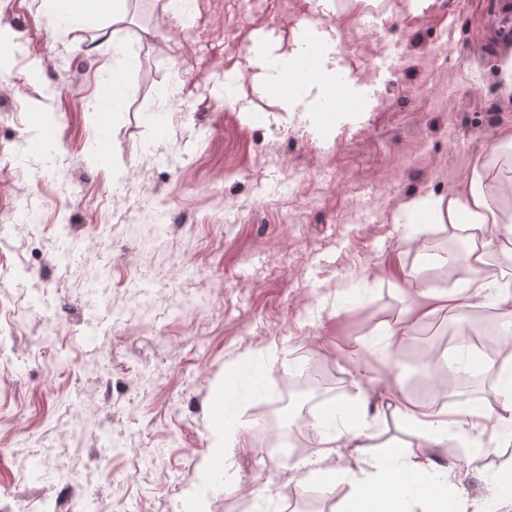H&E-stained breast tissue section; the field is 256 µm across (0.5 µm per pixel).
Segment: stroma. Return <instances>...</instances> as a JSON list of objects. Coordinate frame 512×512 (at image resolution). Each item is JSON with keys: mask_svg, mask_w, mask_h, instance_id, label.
I'll return each instance as SVG.
<instances>
[{"mask_svg": "<svg viewBox=\"0 0 512 512\" xmlns=\"http://www.w3.org/2000/svg\"><path fill=\"white\" fill-rule=\"evenodd\" d=\"M512 0H433L422 16L379 0L358 10L333 0L332 39L362 112H283L253 73L230 101L212 84L248 17L239 0H198L191 19L140 0L106 27L57 29L34 0H0V26L20 50L0 80V505L30 512L67 480L71 512L108 501L112 512H184L210 455L214 389L228 363L238 383L225 414L254 417L300 361L337 385L329 404L370 396L379 419L370 446L391 441L449 467L482 455L478 432L453 426L455 456L406 430L388 397L447 402L480 395L498 406L493 378L449 379L448 339L461 324L440 313L387 348L379 326L399 319L405 289L460 288L427 250L464 231L399 224L409 199L463 187L476 159L512 127L499 79ZM127 46L113 54L114 42ZM122 103L103 100L114 69ZM46 149H28L40 127ZM161 214L168 233L140 229ZM28 309L14 321L17 307ZM450 493L493 491L501 455ZM43 460L35 477L21 461ZM293 457L271 460L273 486L256 498L241 475L205 491L209 512H336L301 486Z\"/></svg>", "mask_w": 512, "mask_h": 512, "instance_id": "35a3bbf8", "label": "stroma"}]
</instances>
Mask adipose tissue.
Here are the masks:
<instances>
[{
    "label": "adipose tissue",
    "mask_w": 512,
    "mask_h": 512,
    "mask_svg": "<svg viewBox=\"0 0 512 512\" xmlns=\"http://www.w3.org/2000/svg\"><path fill=\"white\" fill-rule=\"evenodd\" d=\"M60 0H41V14H58L62 23L80 26L90 16L119 20L126 12L128 0H78L75 7L60 10ZM340 61L324 56L314 77L305 80L306 91L299 96H280L276 102L284 111H322L325 91L341 74ZM433 223L453 227L466 225L476 231L478 244L465 256L468 287L459 293L428 291L406 307V319L386 324L389 342L408 335L414 323L442 311L464 313L474 295L490 288L494 276L488 266L489 253L496 252L512 259V185L494 180L488 163L476 164L466 178L461 192L422 202L405 203L396 217L397 223L412 224L419 217ZM495 390L501 399L499 410L487 409L483 402L472 400L451 408H438L427 401L409 400L396 407L400 417L414 435L433 448H447L450 441L449 422L490 423L495 432L487 442L485 453L496 452L501 445L512 444V365L505 364L496 373ZM362 430L354 428L337 411L311 425L297 428L295 437L311 442V452L294 464L301 481L332 490L345 476L355 480L353 493L346 498L340 512H467V501L448 494V473L428 459L403 452L392 446L381 454H366L361 442ZM352 447L353 455L347 470L332 463L336 450Z\"/></svg>",
    "instance_id": "ef3b65f1"
}]
</instances>
